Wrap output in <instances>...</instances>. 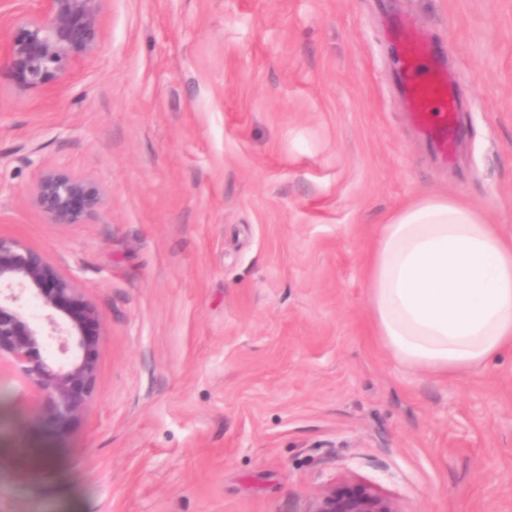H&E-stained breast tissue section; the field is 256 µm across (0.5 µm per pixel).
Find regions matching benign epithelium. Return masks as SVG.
I'll return each mask as SVG.
<instances>
[{
	"mask_svg": "<svg viewBox=\"0 0 512 512\" xmlns=\"http://www.w3.org/2000/svg\"><path fill=\"white\" fill-rule=\"evenodd\" d=\"M36 7L0 15V63L22 90L59 83L98 51L104 0H35ZM32 203L53 224H79L102 203L100 190L82 176L43 168ZM41 310L35 320L28 301ZM103 334L96 309L73 279L59 274L40 252L0 236V370L16 371L32 391L42 419L62 438L86 409L97 384L96 354ZM58 344L64 359L44 356ZM308 512H401L379 486L355 478L334 481Z\"/></svg>",
	"mask_w": 512,
	"mask_h": 512,
	"instance_id": "obj_1",
	"label": "benign epithelium"
}]
</instances>
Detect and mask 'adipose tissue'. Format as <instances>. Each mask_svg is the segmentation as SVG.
I'll use <instances>...</instances> for the list:
<instances>
[{"label":"adipose tissue","mask_w":512,"mask_h":512,"mask_svg":"<svg viewBox=\"0 0 512 512\" xmlns=\"http://www.w3.org/2000/svg\"><path fill=\"white\" fill-rule=\"evenodd\" d=\"M366 283L372 334L404 367L459 375L512 351V237L473 203L429 194L390 214Z\"/></svg>","instance_id":"ef3b65f1"}]
</instances>
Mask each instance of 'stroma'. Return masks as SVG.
<instances>
[{"label":"stroma","mask_w":512,"mask_h":512,"mask_svg":"<svg viewBox=\"0 0 512 512\" xmlns=\"http://www.w3.org/2000/svg\"><path fill=\"white\" fill-rule=\"evenodd\" d=\"M397 17L455 75L448 165L407 121ZM103 26L62 92L0 75V235L75 277L104 335L95 396L49 446L0 373V512H307L345 477L401 512H512V352L406 369L365 278L424 194L512 235V0H106ZM43 164L101 207L49 223Z\"/></svg>","instance_id":"obj_1"}]
</instances>
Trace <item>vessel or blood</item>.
Returning a JSON list of instances; mask_svg holds the SVG:
<instances>
[{
  "mask_svg": "<svg viewBox=\"0 0 512 512\" xmlns=\"http://www.w3.org/2000/svg\"><path fill=\"white\" fill-rule=\"evenodd\" d=\"M401 73L398 84L409 111L427 140L440 154L463 134L455 110V79L448 74L432 45L399 27Z\"/></svg>",
  "mask_w": 512,
  "mask_h": 512,
  "instance_id": "1",
  "label": "vessel or blood"
}]
</instances>
